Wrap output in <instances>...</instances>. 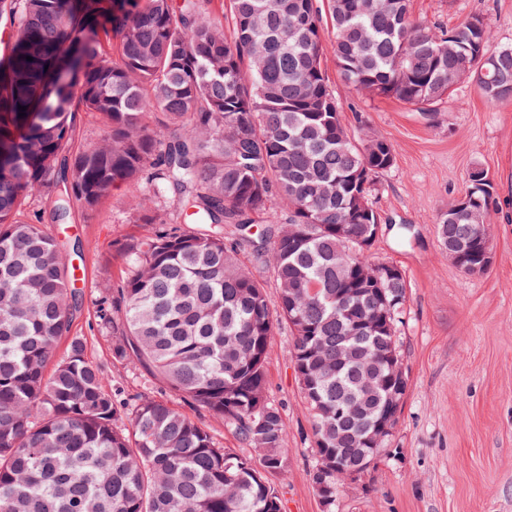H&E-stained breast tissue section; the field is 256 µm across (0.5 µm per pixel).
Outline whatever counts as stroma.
Segmentation results:
<instances>
[{
  "mask_svg": "<svg viewBox=\"0 0 512 512\" xmlns=\"http://www.w3.org/2000/svg\"><path fill=\"white\" fill-rule=\"evenodd\" d=\"M414 15L452 28L474 14L490 25L493 45H512V0H412ZM328 84L352 134L386 139L394 163L373 193L382 233L371 258L396 265L410 285L396 329L407 376L398 421L368 475L344 484L335 512H512V103L488 106L471 83L457 87L434 117L395 100L355 91L326 58ZM496 184L490 226L493 263L464 275L448 260L434 224L463 195L473 168ZM139 187L122 184L95 209L73 203L68 223L44 222L75 275L82 308L71 333L123 395H164L137 363L112 357L95 302L125 270L119 243L145 233L131 221ZM294 336L279 324L267 359L268 398L288 427V468L272 483L283 512H322L310 480L312 417L295 380Z\"/></svg>",
  "mask_w": 512,
  "mask_h": 512,
  "instance_id": "obj_1",
  "label": "stroma"
}]
</instances>
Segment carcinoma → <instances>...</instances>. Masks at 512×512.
<instances>
[{
    "label": "carcinoma",
    "instance_id": "cac0c4a2",
    "mask_svg": "<svg viewBox=\"0 0 512 512\" xmlns=\"http://www.w3.org/2000/svg\"><path fill=\"white\" fill-rule=\"evenodd\" d=\"M213 2L0 0L13 31L0 59V512H282L270 476L288 468V430L266 395L277 322L295 336L315 466L333 463L326 482L344 485L359 452L379 455L358 414L388 412L400 352L387 335L355 340L378 382L368 391L361 362L337 349L382 297L406 302L404 274L387 278L357 242L372 233L370 188L393 150L352 137L323 59L353 89L430 114L466 80L511 102L512 45L492 46L481 15L443 29L410 0H326V40L316 0H229L226 24ZM80 112L105 120L99 145L75 144ZM122 183L146 190L134 215L151 228L123 244L126 275L98 304L112 357L224 419L257 464L164 398L118 400L70 335L74 275L43 217L25 222L20 209L54 189L63 221L71 200L92 209ZM493 195L472 169L437 219L440 245L479 250ZM226 224L250 233L276 310L224 242ZM338 420L341 442H322Z\"/></svg>",
    "mask_w": 512,
    "mask_h": 512
}]
</instances>
